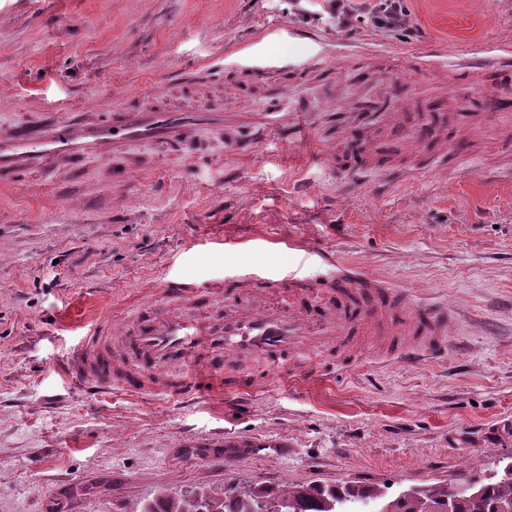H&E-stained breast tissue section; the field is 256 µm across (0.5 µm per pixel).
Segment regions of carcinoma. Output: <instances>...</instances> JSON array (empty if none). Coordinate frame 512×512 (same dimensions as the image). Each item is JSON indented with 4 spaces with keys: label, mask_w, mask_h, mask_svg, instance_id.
<instances>
[{
    "label": "carcinoma",
    "mask_w": 512,
    "mask_h": 512,
    "mask_svg": "<svg viewBox=\"0 0 512 512\" xmlns=\"http://www.w3.org/2000/svg\"><path fill=\"white\" fill-rule=\"evenodd\" d=\"M465 488L452 494L445 486L409 489L387 501L380 491L349 484L276 488L261 481L243 486L228 478L220 489L161 494L144 512H347L354 503L373 504L377 512H512V460L492 476L471 479Z\"/></svg>",
    "instance_id": "obj_1"
}]
</instances>
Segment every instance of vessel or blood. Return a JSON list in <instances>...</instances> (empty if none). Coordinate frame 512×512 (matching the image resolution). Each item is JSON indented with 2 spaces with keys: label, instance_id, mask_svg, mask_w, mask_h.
Masks as SVG:
<instances>
[{
  "label": "vessel or blood",
  "instance_id": "b4317fda",
  "mask_svg": "<svg viewBox=\"0 0 512 512\" xmlns=\"http://www.w3.org/2000/svg\"><path fill=\"white\" fill-rule=\"evenodd\" d=\"M224 67L246 71L261 89L269 105L263 115L268 132L279 136L291 128L301 139L313 138L303 113L285 114L279 107L293 86L324 77L325 55L287 60L247 53ZM376 67L396 78L404 64L391 56L350 59L362 79ZM413 67L433 83L455 75L462 96L483 95L488 111L512 110L510 57L467 52L449 61L441 51L428 50L416 56ZM33 105L48 112V120L0 129V187L38 162L66 167L86 156L119 154L135 142L183 143L225 125L224 99L217 94L191 109L136 106L105 119L67 99L21 103L25 110ZM321 148L323 159L355 174L378 163L366 148L345 159L334 156L329 142ZM451 322L447 306L415 300L341 265L321 277L269 265L231 266L223 275L206 277L175 269L159 280L144 279L84 321L67 349L66 375L96 391L164 400L219 398L228 390L251 389L259 364L296 381L325 371L324 360L332 354L347 365L367 351L389 361L437 358L447 350Z\"/></svg>",
  "mask_w": 512,
  "mask_h": 512
}]
</instances>
